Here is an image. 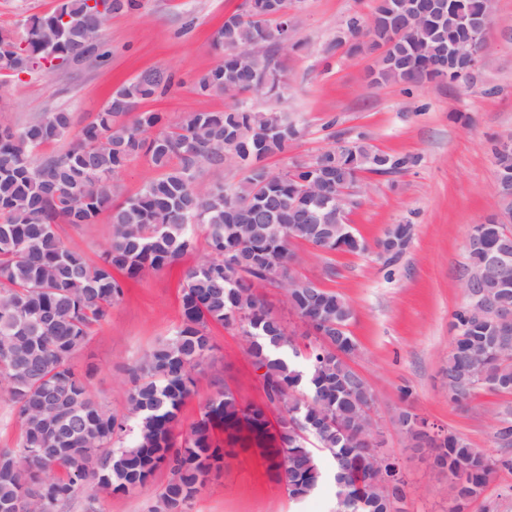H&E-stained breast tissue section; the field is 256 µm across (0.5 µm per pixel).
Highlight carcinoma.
Listing matches in <instances>:
<instances>
[{
  "label": "carcinoma",
  "instance_id": "cac0c4a2",
  "mask_svg": "<svg viewBox=\"0 0 512 512\" xmlns=\"http://www.w3.org/2000/svg\"><path fill=\"white\" fill-rule=\"evenodd\" d=\"M426 13L407 14L400 0H376L373 27L352 16L353 38L389 45L377 79L384 83L432 81L448 68V40L465 35L463 21L492 12V0H425ZM138 0H60L50 14L24 23L17 39L0 33V72L38 71L49 77L86 58L106 56L108 19L136 9ZM281 21L271 0L224 18L212 46L222 53L200 74L202 97L262 91L282 97L286 86ZM239 48H250L242 55ZM172 76L148 69L116 88L93 120L81 124L59 109L21 127L0 125V385L16 405L22 430L15 448H0V512H57L76 488L95 484L130 493L161 467L170 479L152 512H182L204 487L212 468L254 451L269 474L288 482L294 500L326 478L336 487V512H405L406 481L392 489L374 479L363 440L362 416L375 399L351 382L349 360L358 347L348 326L350 304L326 288H289L288 306L314 338L305 367L292 360L298 346L282 320L256 293L275 285L300 263L297 243L326 252H365L363 239L336 232V210L300 196L317 187L398 174L416 157L372 150L363 141L326 148L311 163L275 173L260 159L288 152L300 129L275 110L254 111L240 99L222 112H190L170 126L138 104L167 92ZM69 137L70 148L37 158L46 144ZM158 172L134 197L112 201V178L139 155ZM230 163L243 173L234 186L205 183V166ZM110 211L112 234L101 260L91 264L59 234L64 224L90 226ZM206 226L207 255L188 268L181 284L183 323L131 372L129 415L119 418L95 402L71 367L73 355L105 322L127 281L162 270L196 248L194 225ZM505 225L489 218L471 234L494 246ZM235 329L255 369L265 401L243 404L218 390L186 436L176 429L193 395L195 374L214 350L209 326ZM454 344L445 371L448 396L467 401L474 389L512 393V332L494 333L465 307L454 313ZM417 448L433 452L436 473L448 477V512H464L491 478L512 471V458H494L448 433L431 435L426 422L405 410L398 418ZM330 460L324 471L319 454Z\"/></svg>",
  "mask_w": 512,
  "mask_h": 512
}]
</instances>
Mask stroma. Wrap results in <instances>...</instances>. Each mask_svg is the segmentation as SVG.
<instances>
[{
	"label": "stroma",
	"instance_id": "1",
	"mask_svg": "<svg viewBox=\"0 0 512 512\" xmlns=\"http://www.w3.org/2000/svg\"><path fill=\"white\" fill-rule=\"evenodd\" d=\"M58 4L0 0V31L21 35L24 20L51 13ZM241 5L242 0H141L138 10L108 20L107 59L68 65L50 77L0 74V96L9 103L0 124L20 126L59 108L88 122L118 86L148 68L174 73L175 83L166 95L141 103L140 111L160 113L169 125L189 112L223 111L224 97H200L194 83L219 62L212 35ZM374 5L375 0H288L299 19L291 33L295 48L284 59L285 95L278 103L257 94L250 101L258 110L279 107L302 130L287 154L267 160L272 171L309 162L330 146L332 131L347 141L365 137L376 151L419 158L400 174L363 175L366 188L349 219L367 251L318 252L300 245L297 274L340 294L353 308V364L377 394L372 415L383 431V449L407 475L406 512H446L447 482L433 478L397 418L409 407L472 447L496 457L503 453L494 432L512 412V394L480 388L466 403L455 404L443 369L455 336L454 313L464 302L460 275L468 235L496 211L493 147L512 132V0H494L486 55L469 81L423 85L373 84L368 75L379 54L366 38H359L355 50L337 46L345 21L368 16ZM392 224L412 225L413 235L402 260L388 267L373 246ZM111 232L105 212L96 224L61 228L64 242L92 263L99 262ZM195 234L196 251L179 264L144 270L130 281L109 319L72 359L91 396L114 414L127 412L130 370L183 321L181 271L207 252L204 227ZM213 336L215 348L182 412L183 433L218 389L230 387L245 402L263 397L259 374L236 331L217 326ZM168 479L167 470H159L128 494L82 488L59 512H150ZM185 512H336L335 487L327 480L305 500H291L284 485L268 478L262 460L252 457L212 472ZM465 512H512V472H498Z\"/></svg>",
	"mask_w": 512,
	"mask_h": 512
}]
</instances>
